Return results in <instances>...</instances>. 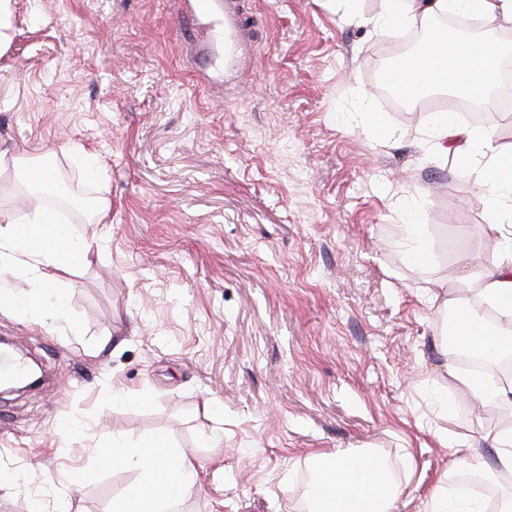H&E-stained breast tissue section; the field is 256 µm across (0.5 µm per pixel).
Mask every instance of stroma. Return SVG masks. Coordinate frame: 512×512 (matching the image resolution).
<instances>
[{
  "mask_svg": "<svg viewBox=\"0 0 512 512\" xmlns=\"http://www.w3.org/2000/svg\"><path fill=\"white\" fill-rule=\"evenodd\" d=\"M385 6L224 0L235 59L216 71L188 0H14L0 152L58 178L71 152L97 156L78 184L112 221L78 224L99 255L52 273L80 335L0 314L49 377L0 397V512L37 494L112 512L137 480L99 455L118 432L195 458L172 512H304L311 459L368 448L399 488L393 512H430L451 446L491 462L512 408L459 392L441 323L443 293L473 296L464 263L492 265L499 235L464 166L430 155L428 113L375 92L401 40L372 23ZM216 427L224 445L206 447Z\"/></svg>",
  "mask_w": 512,
  "mask_h": 512,
  "instance_id": "obj_1",
  "label": "stroma"
}]
</instances>
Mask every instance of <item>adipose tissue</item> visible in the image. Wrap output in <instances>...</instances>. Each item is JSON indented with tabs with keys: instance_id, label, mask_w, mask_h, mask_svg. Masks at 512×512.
<instances>
[{
	"instance_id": "adipose-tissue-1",
	"label": "adipose tissue",
	"mask_w": 512,
	"mask_h": 512,
	"mask_svg": "<svg viewBox=\"0 0 512 512\" xmlns=\"http://www.w3.org/2000/svg\"><path fill=\"white\" fill-rule=\"evenodd\" d=\"M386 8L373 24L385 34L414 26L421 17L455 9L492 25L512 23V0H385ZM503 46L492 39L462 40L439 30L419 54L400 64L393 82L404 96L451 87L481 99L496 87ZM430 136L436 156H454L465 166L487 197L490 228L499 232L500 257L477 266L469 276L478 284L480 299L512 319V147L496 144L483 127L459 124L447 112L433 113ZM32 213L0 226V276L22 277L21 290L0 287V312L34 320L66 319V299L49 269L89 264L93 244L73 225L58 221L43 205L52 192V175L34 165L27 169ZM446 332L471 355L494 358L512 352V331L488 328L473 307L452 304ZM108 452L114 464L137 471L139 480L112 503V512H170L199 483L194 459L173 447L162 435L137 440L112 435ZM397 486L383 462L374 455L320 454L307 489L309 512H390Z\"/></svg>"
}]
</instances>
